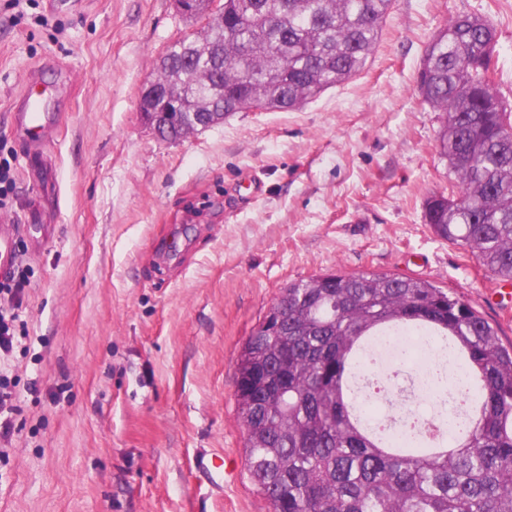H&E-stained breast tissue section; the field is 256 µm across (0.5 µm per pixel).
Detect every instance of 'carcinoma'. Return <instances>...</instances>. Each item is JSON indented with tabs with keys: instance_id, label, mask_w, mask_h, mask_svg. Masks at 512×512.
Returning <instances> with one entry per match:
<instances>
[{
	"instance_id": "1",
	"label": "carcinoma",
	"mask_w": 512,
	"mask_h": 512,
	"mask_svg": "<svg viewBox=\"0 0 512 512\" xmlns=\"http://www.w3.org/2000/svg\"><path fill=\"white\" fill-rule=\"evenodd\" d=\"M392 0H224V20L201 31L211 48L203 78L176 85L187 103L177 141L199 131L195 112L290 111L361 73ZM493 23L458 14L430 39L416 75L419 95L446 115L439 133L459 191L436 194L425 220L462 244L495 278L512 281V109L485 61ZM183 61L172 49L152 82L171 86ZM280 358L255 331L237 365L245 460L272 512H512V344L465 300L422 278L338 273L288 285ZM395 330L448 343L454 377L472 392L466 422L445 440L397 447L366 426L350 379L364 346ZM286 389L265 393L273 372Z\"/></svg>"
}]
</instances>
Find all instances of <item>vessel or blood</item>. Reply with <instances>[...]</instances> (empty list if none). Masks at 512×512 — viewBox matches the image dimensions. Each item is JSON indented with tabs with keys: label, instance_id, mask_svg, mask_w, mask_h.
Returning <instances> with one entry per match:
<instances>
[{
	"label": "vessel or blood",
	"instance_id": "vessel-or-blood-1",
	"mask_svg": "<svg viewBox=\"0 0 512 512\" xmlns=\"http://www.w3.org/2000/svg\"><path fill=\"white\" fill-rule=\"evenodd\" d=\"M37 85V77L29 76L10 114L12 124L25 136L28 145L34 150L48 142L62 122L61 113L43 111Z\"/></svg>",
	"mask_w": 512,
	"mask_h": 512
}]
</instances>
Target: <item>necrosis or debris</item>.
Masks as SVG:
<instances>
[{"mask_svg":"<svg viewBox=\"0 0 512 512\" xmlns=\"http://www.w3.org/2000/svg\"><path fill=\"white\" fill-rule=\"evenodd\" d=\"M447 365L442 345L418 334L396 332L372 341L356 369L354 388L356 401L369 409L367 423L398 446L418 422L435 424L444 437H451L447 424L463 418L465 396L453 384L444 396L430 386Z\"/></svg>","mask_w":512,"mask_h":512,"instance_id":"obj_1","label":"necrosis or debris"}]
</instances>
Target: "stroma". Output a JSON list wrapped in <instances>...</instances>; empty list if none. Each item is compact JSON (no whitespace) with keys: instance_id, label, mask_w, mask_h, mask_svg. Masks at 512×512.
<instances>
[{"instance_id":"35a3bbf8","label":"stroma","mask_w":512,"mask_h":512,"mask_svg":"<svg viewBox=\"0 0 512 512\" xmlns=\"http://www.w3.org/2000/svg\"><path fill=\"white\" fill-rule=\"evenodd\" d=\"M497 29L512 104V0H394L365 69L293 111H243L173 142L136 103L202 21L176 0H30L0 12V159L28 270L0 357L19 411L0 442V512H270L245 465L237 361L288 284L419 277L512 342V282L438 237L425 202L455 183L443 113L416 90L431 36ZM64 113L33 153L9 119L30 73ZM54 233L34 247L32 208Z\"/></svg>"}]
</instances>
